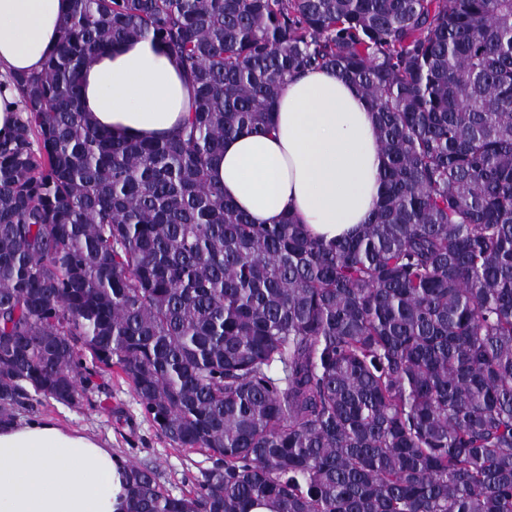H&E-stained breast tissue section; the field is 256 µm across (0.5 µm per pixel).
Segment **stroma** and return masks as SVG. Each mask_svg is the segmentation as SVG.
<instances>
[{
    "label": "stroma",
    "mask_w": 512,
    "mask_h": 512,
    "mask_svg": "<svg viewBox=\"0 0 512 512\" xmlns=\"http://www.w3.org/2000/svg\"><path fill=\"white\" fill-rule=\"evenodd\" d=\"M32 414L54 417L106 441L117 455L152 468L159 483L175 496L189 491L202 471L213 465L208 452L180 448L167 440L145 417L129 384L115 375L99 378L82 405L50 400Z\"/></svg>",
    "instance_id": "35a3bbf8"
}]
</instances>
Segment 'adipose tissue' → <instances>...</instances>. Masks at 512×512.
I'll return each mask as SVG.
<instances>
[{
    "mask_svg": "<svg viewBox=\"0 0 512 512\" xmlns=\"http://www.w3.org/2000/svg\"><path fill=\"white\" fill-rule=\"evenodd\" d=\"M70 0H0V136L17 119L9 74L39 71L58 45ZM194 98L172 60L148 40L94 55L80 107L114 135L160 139L189 116ZM273 130L224 141L211 177L259 224L286 213L326 240L353 236L381 198L385 158L372 106L331 69L288 82ZM125 459L95 437L44 417L0 424V512H124Z\"/></svg>",
    "mask_w": 512,
    "mask_h": 512,
    "instance_id": "ef3b65f1",
    "label": "adipose tissue"
}]
</instances>
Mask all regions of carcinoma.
Here are the masks:
<instances>
[{
  "label": "carcinoma",
  "mask_w": 512,
  "mask_h": 512,
  "mask_svg": "<svg viewBox=\"0 0 512 512\" xmlns=\"http://www.w3.org/2000/svg\"><path fill=\"white\" fill-rule=\"evenodd\" d=\"M149 39L195 89L173 135L79 108L93 54ZM314 68L370 99L368 222L256 224L211 167ZM0 139V422L110 370L170 442L214 457L126 512H512V0H71L11 77Z\"/></svg>",
  "instance_id": "carcinoma-1"
}]
</instances>
